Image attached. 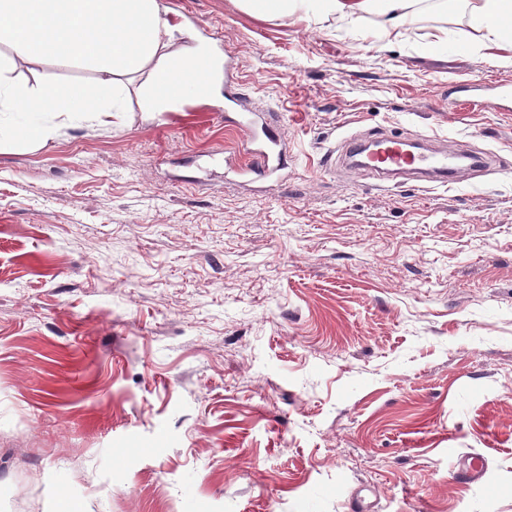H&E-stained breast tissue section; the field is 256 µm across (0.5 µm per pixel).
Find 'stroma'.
<instances>
[{"mask_svg":"<svg viewBox=\"0 0 512 512\" xmlns=\"http://www.w3.org/2000/svg\"><path fill=\"white\" fill-rule=\"evenodd\" d=\"M163 2L288 167L225 172L251 156L223 103L133 94L0 152V512H512V60L472 51L456 0L386 51L375 17ZM390 133L498 162L339 164Z\"/></svg>","mask_w":512,"mask_h":512,"instance_id":"stroma-1","label":"stroma"}]
</instances>
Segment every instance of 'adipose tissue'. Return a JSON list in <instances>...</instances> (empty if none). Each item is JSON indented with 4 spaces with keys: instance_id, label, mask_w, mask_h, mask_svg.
Returning a JSON list of instances; mask_svg holds the SVG:
<instances>
[{
    "instance_id": "ef3b65f1",
    "label": "adipose tissue",
    "mask_w": 512,
    "mask_h": 512,
    "mask_svg": "<svg viewBox=\"0 0 512 512\" xmlns=\"http://www.w3.org/2000/svg\"><path fill=\"white\" fill-rule=\"evenodd\" d=\"M421 0H239L263 20L296 16L316 25L381 19L387 38L404 37ZM470 21L484 48L512 51V0H475ZM48 63L34 84L15 75L16 58ZM94 73L91 86L62 87L57 70ZM223 62L201 45L182 47L162 0H0V149L40 146L61 125L106 126L136 93L150 116L184 99L220 97Z\"/></svg>"
}]
</instances>
